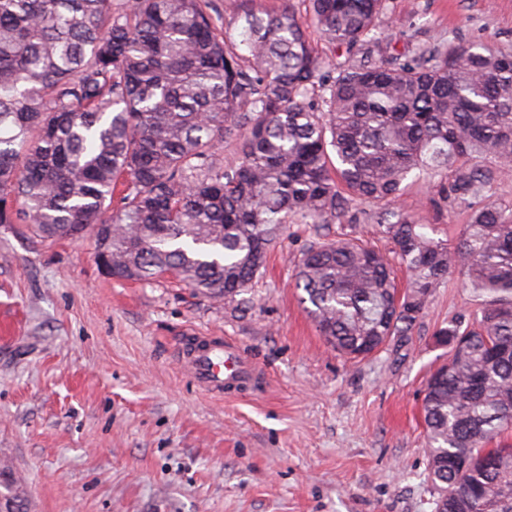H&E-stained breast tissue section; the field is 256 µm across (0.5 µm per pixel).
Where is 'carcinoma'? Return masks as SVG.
I'll return each instance as SVG.
<instances>
[{"mask_svg":"<svg viewBox=\"0 0 512 512\" xmlns=\"http://www.w3.org/2000/svg\"><path fill=\"white\" fill-rule=\"evenodd\" d=\"M387 0H309L350 53L336 76L291 7L245 11L224 34L213 0H0V224L44 239L94 235L114 278L170 275L214 299L247 292L289 219L355 220V200L399 196L415 170L451 171L452 203L489 196L512 170V53L436 43L375 56ZM240 133L238 163L217 158ZM408 272L354 239L313 242L302 302L337 353L406 342L452 271L480 307L441 327L448 362L423 399L435 512H512V204L471 209L453 248L388 208Z\"/></svg>","mask_w":512,"mask_h":512,"instance_id":"obj_1","label":"carcinoma"}]
</instances>
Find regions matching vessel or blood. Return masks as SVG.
<instances>
[{
    "instance_id": "b4317fda",
    "label": "vessel or blood",
    "mask_w": 512,
    "mask_h": 512,
    "mask_svg": "<svg viewBox=\"0 0 512 512\" xmlns=\"http://www.w3.org/2000/svg\"><path fill=\"white\" fill-rule=\"evenodd\" d=\"M178 356L197 385L214 395L237 390L258 376L255 364L237 343L219 336L184 333Z\"/></svg>"
}]
</instances>
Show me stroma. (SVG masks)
<instances>
[{"label":"stroma","instance_id":"obj_1","mask_svg":"<svg viewBox=\"0 0 512 512\" xmlns=\"http://www.w3.org/2000/svg\"><path fill=\"white\" fill-rule=\"evenodd\" d=\"M385 54L447 40L512 53V0H387ZM438 175L395 209L456 245L470 206ZM374 207L330 225L392 253ZM288 224L244 299L174 279L113 278L92 236L44 239L0 224V475L26 512H434L421 410L448 346L435 332L476 309L459 274L434 289L408 342L363 359L319 335L295 286L314 241ZM232 336L261 385L215 397L177 362L182 329Z\"/></svg>","mask_w":512,"mask_h":512}]
</instances>
